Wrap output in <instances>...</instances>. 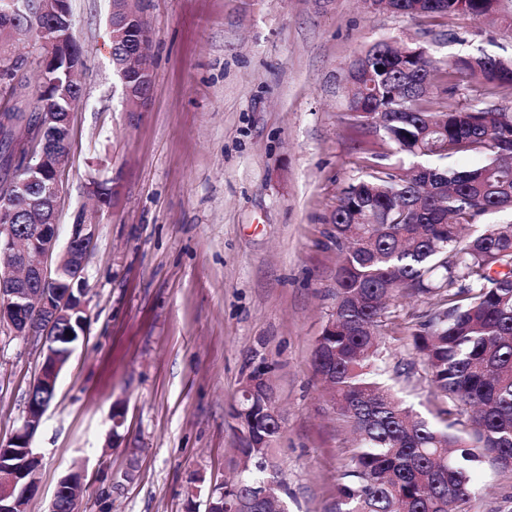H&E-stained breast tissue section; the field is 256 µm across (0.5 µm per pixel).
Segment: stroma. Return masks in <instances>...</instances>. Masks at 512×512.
Listing matches in <instances>:
<instances>
[{"label":"stroma","mask_w":512,"mask_h":512,"mask_svg":"<svg viewBox=\"0 0 512 512\" xmlns=\"http://www.w3.org/2000/svg\"><path fill=\"white\" fill-rule=\"evenodd\" d=\"M152 95L127 111L112 64L110 0H69L86 102L72 117L58 232L97 225L84 274L89 330L32 441L48 512L65 475L77 512H202L233 476L243 381L267 369L285 428L273 456L288 512H336L351 441L316 376L336 304L325 231L340 192L366 175V134L347 110L349 63L380 41L446 64L512 58V30L469 15L410 17L368 0H141ZM427 308L398 300L388 366L422 415L440 403L414 365L409 328ZM42 362L0 330V439L22 426ZM121 405L124 424L109 415ZM471 512H512V472L484 465Z\"/></svg>","instance_id":"obj_1"}]
</instances>
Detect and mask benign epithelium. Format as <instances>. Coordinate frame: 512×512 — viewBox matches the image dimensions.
I'll return each instance as SVG.
<instances>
[{"mask_svg":"<svg viewBox=\"0 0 512 512\" xmlns=\"http://www.w3.org/2000/svg\"><path fill=\"white\" fill-rule=\"evenodd\" d=\"M39 12L35 0H8L0 8V24L10 26L25 18L34 21ZM39 44L58 49V59L72 71L80 69L82 57L70 48L72 22L68 0H57V21L50 30L39 29ZM73 109L57 114L39 113L35 126L22 124L23 139L17 151L33 168L46 175L31 200L35 208L51 212V219L28 228L0 225V254L8 262L0 264V327L16 336L40 343L43 362L28 396L22 427L6 442L0 441V512H28L29 501L38 487V458L31 443L50 404L48 391L54 387L61 363H51L55 344L70 336L85 337L88 331L84 295V267L96 234L95 224H74L64 245H59L57 214L61 196L62 168L58 154L70 147ZM55 287V291L32 295L31 289Z\"/></svg>","mask_w":512,"mask_h":512,"instance_id":"obj_1","label":"benign epithelium"}]
</instances>
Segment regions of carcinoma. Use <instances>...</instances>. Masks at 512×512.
<instances>
[{
    "label": "carcinoma",
    "instance_id": "cac0c4a2",
    "mask_svg": "<svg viewBox=\"0 0 512 512\" xmlns=\"http://www.w3.org/2000/svg\"><path fill=\"white\" fill-rule=\"evenodd\" d=\"M377 10L409 16L480 20L497 15L512 30L504 0H372ZM140 30L112 40L114 67L145 50ZM437 75L418 48L379 42L348 68L352 119L396 150L420 159L406 174L374 163L349 184L329 219L327 238L339 254L336 306L318 337L313 365L352 433L351 465L337 484V512H468L485 464L508 471L512 459V224L480 218L512 211V108H460L453 100L465 80L489 97L512 98V60L488 54L448 60L447 97L426 86ZM12 79L27 90L33 112L67 104L42 86L36 61H18ZM485 161L472 169L434 166L459 153ZM425 296L412 347L436 398L453 404L436 423L416 414L381 379L386 363L381 328L394 324L391 302ZM467 419H462V416ZM247 433L260 448H240L241 467L227 501L264 486L282 435L258 419Z\"/></svg>",
    "mask_w": 512,
    "mask_h": 512
}]
</instances>
